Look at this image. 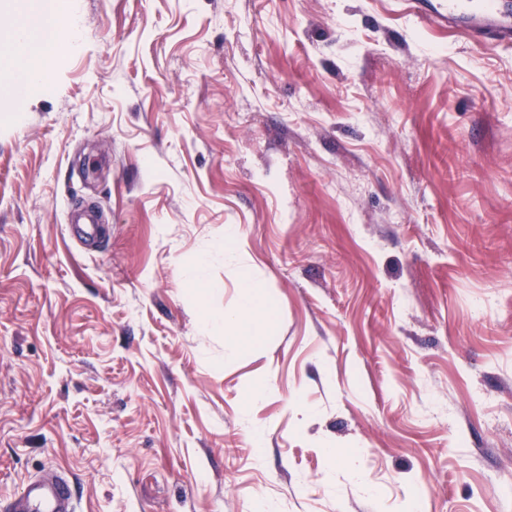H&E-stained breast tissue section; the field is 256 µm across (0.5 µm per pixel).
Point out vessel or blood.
<instances>
[{
	"instance_id": "b4317fda",
	"label": "vessel or blood",
	"mask_w": 512,
	"mask_h": 512,
	"mask_svg": "<svg viewBox=\"0 0 512 512\" xmlns=\"http://www.w3.org/2000/svg\"><path fill=\"white\" fill-rule=\"evenodd\" d=\"M449 27L468 32L474 39L512 42V0H443ZM0 512H75L65 478H39Z\"/></svg>"
}]
</instances>
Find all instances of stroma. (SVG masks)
<instances>
[{
  "label": "stroma",
  "mask_w": 512,
  "mask_h": 512,
  "mask_svg": "<svg viewBox=\"0 0 512 512\" xmlns=\"http://www.w3.org/2000/svg\"><path fill=\"white\" fill-rule=\"evenodd\" d=\"M434 8L74 0L48 90L0 84V504L512 512V46ZM244 306L233 315L224 316V330L233 329L237 331L241 328H248L252 324L251 309L255 302L258 300L259 295L257 291L262 288L257 283L249 280L245 284ZM4 512H74L73 496L67 480L39 478L26 486L24 493L7 506Z\"/></svg>",
  "instance_id": "1"
}]
</instances>
